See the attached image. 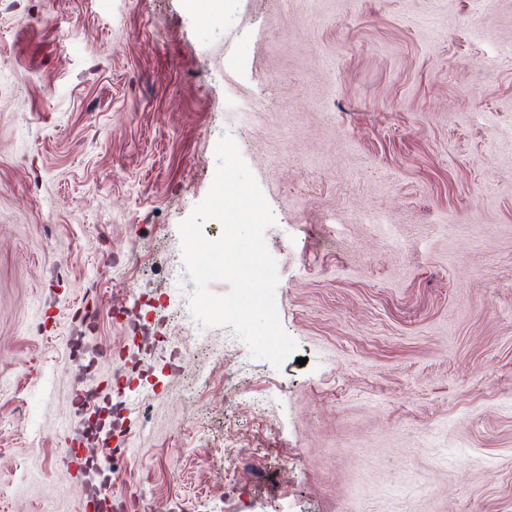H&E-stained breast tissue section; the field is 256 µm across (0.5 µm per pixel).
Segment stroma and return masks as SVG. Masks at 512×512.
Instances as JSON below:
<instances>
[{
  "label": "stroma",
  "instance_id": "obj_1",
  "mask_svg": "<svg viewBox=\"0 0 512 512\" xmlns=\"http://www.w3.org/2000/svg\"><path fill=\"white\" fill-rule=\"evenodd\" d=\"M0 0V512H84L88 383L151 512H512V0ZM281 367L201 327L223 135Z\"/></svg>",
  "mask_w": 512,
  "mask_h": 512
}]
</instances>
